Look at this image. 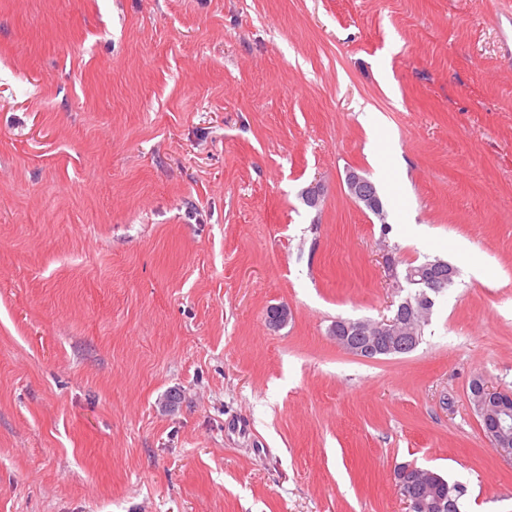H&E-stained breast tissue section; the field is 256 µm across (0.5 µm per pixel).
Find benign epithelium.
<instances>
[{
    "mask_svg": "<svg viewBox=\"0 0 512 512\" xmlns=\"http://www.w3.org/2000/svg\"><path fill=\"white\" fill-rule=\"evenodd\" d=\"M346 187L350 196L359 204L372 206L375 203V185L354 170L346 173ZM420 287L426 289L427 294L419 299L418 306L412 307L410 302L398 305L394 315L380 321L372 320H342L334 339L336 343L349 353L370 358L385 350L409 352L416 348L418 336L414 324V309L426 306L428 294L439 293L448 287V280L432 272L422 276L417 281ZM288 320V309L282 305L271 306L267 309V323L275 329ZM512 392L502 388L493 387L480 378L473 386L472 398L475 399L476 408L483 414V429L487 433L494 449L506 455H512V401L509 396ZM410 468H398L394 472L395 487L400 498L403 499L408 512H444L443 500L437 498L427 500L408 495L404 491L405 479Z\"/></svg>",
    "mask_w": 512,
    "mask_h": 512,
    "instance_id": "1",
    "label": "benign epithelium"
}]
</instances>
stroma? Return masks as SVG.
Returning <instances> with one entry per match:
<instances>
[{
	"label": "stroma",
	"instance_id": "obj_1",
	"mask_svg": "<svg viewBox=\"0 0 512 512\" xmlns=\"http://www.w3.org/2000/svg\"><path fill=\"white\" fill-rule=\"evenodd\" d=\"M390 255L458 275L364 360L328 329L390 316ZM477 376L512 390V0H0V512H405L404 463L512 512ZM346 187L350 196L359 204L373 206L375 203V185L358 174L355 170H349L345 177Z\"/></svg>",
	"mask_w": 512,
	"mask_h": 512
}]
</instances>
